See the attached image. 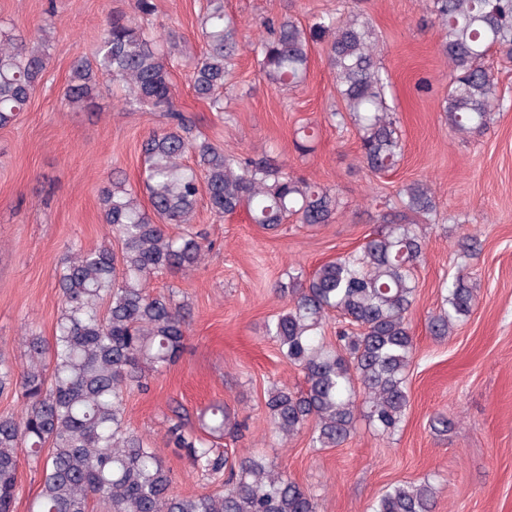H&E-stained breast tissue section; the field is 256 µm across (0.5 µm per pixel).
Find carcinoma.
Returning <instances> with one entry per match:
<instances>
[{"mask_svg": "<svg viewBox=\"0 0 512 512\" xmlns=\"http://www.w3.org/2000/svg\"><path fill=\"white\" fill-rule=\"evenodd\" d=\"M430 11L453 73L443 105L448 126L461 134L480 133L503 107L483 61L492 50L512 56V0H430ZM238 35L224 0H210L190 82L216 112L224 111V83L239 51ZM164 41V34L137 18L115 13L94 58L72 63L66 96L73 106H90L99 80L110 76L124 83L127 103L159 114L166 127L142 143V191L119 180L101 190L104 223L120 252L110 243L71 252L58 275L62 305L52 343L28 336L22 370H0V392L13 390L22 400L20 412L0 414V512H13L23 448L44 457L30 512H90L94 501L107 512H317L314 497L286 472L259 457L231 458L214 448V440L234 438L241 427L222 402L198 413L203 435L185 430L178 406L172 408L177 421L164 434L166 445L183 451L195 469L224 474L218 493H173V474L153 443L125 424V392L148 388L145 370L171 364L183 347L189 312L172 295L151 293L150 280L193 270L204 260L208 247L190 230L200 198L206 197L217 217L244 209L269 230L292 218L329 224L338 208L330 187L194 137L174 105L176 57ZM317 43L326 44L344 103L332 120L354 125L361 162L371 172L389 170L403 144L390 104L391 82L377 61L378 40L367 21L353 13H322L307 25L266 17L251 46L269 83L294 88L305 81ZM50 58L49 40L26 43L0 30V128L26 108ZM189 154L193 162L187 164ZM399 197L404 211L383 213L380 229L359 250L308 274L291 266L288 281L277 284L287 303L267 321L265 336L304 374L302 387L267 391L271 431L283 440L307 429L313 447L336 448L350 438L360 416L383 435L393 434L405 417L406 370L414 350L408 316L417 290L414 269L424 253L410 216L429 218L435 200L422 181L404 186ZM172 224L183 232H167ZM442 290L443 305L428 323L434 336L451 334L477 299L460 274L448 277ZM333 316L334 345L326 341ZM436 500L429 480L399 483L385 490L371 512H433Z\"/></svg>", "mask_w": 512, "mask_h": 512, "instance_id": "carcinoma-1", "label": "carcinoma"}]
</instances>
